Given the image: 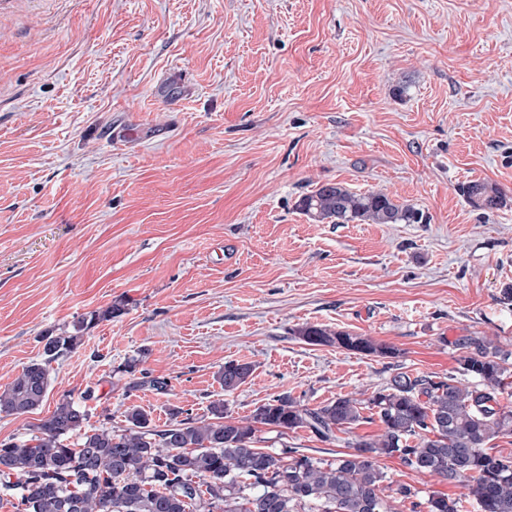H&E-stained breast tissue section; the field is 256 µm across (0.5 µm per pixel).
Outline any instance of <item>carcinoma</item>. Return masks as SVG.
<instances>
[{
  "label": "carcinoma",
  "mask_w": 512,
  "mask_h": 512,
  "mask_svg": "<svg viewBox=\"0 0 512 512\" xmlns=\"http://www.w3.org/2000/svg\"><path fill=\"white\" fill-rule=\"evenodd\" d=\"M460 192L489 215L508 205L507 195L482 180ZM315 223L424 224V214L381 191L356 193L340 183L322 184L298 202ZM116 299L79 321L68 336L47 332L42 359L26 365L0 390V413L23 415L39 408L50 386V364L80 342L89 322L123 314ZM294 335L314 345L336 346L367 356L396 351L347 331L306 324ZM457 373L412 376L399 372L388 386L366 400L341 396L309 408L289 395L258 406L246 420L229 418L224 400L208 414L188 413L167 428H153L139 406L125 411L121 429L87 430L86 408L60 399L35 426L34 444L0 443V490L13 499L14 512H398L397 499L416 496L401 485L386 493L379 459L398 457L419 475L436 476L464 490L450 499L433 494L413 508L423 512H512V457L496 455L488 444L512 435V352L491 339L463 336L457 343ZM247 362L228 361L217 377L231 393L252 374ZM149 385L159 392L168 381L134 378L127 391ZM378 417L381 434L358 441L354 451L324 463L308 456L284 459L255 447L256 425L284 434L307 429L323 441L334 431ZM79 435L71 448L65 440Z\"/></svg>",
  "instance_id": "carcinoma-1"
}]
</instances>
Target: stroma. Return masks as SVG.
I'll return each instance as SVG.
<instances>
[{"label": "stroma", "mask_w": 512, "mask_h": 512, "mask_svg": "<svg viewBox=\"0 0 512 512\" xmlns=\"http://www.w3.org/2000/svg\"><path fill=\"white\" fill-rule=\"evenodd\" d=\"M470 180L512 198V0H0V388L41 334L127 302L51 364L42 406L0 414V442L88 389L89 427L138 405L162 429L218 399L245 419L442 376L463 336L512 351V205L481 214ZM324 183L429 221L313 223L297 203ZM304 323L397 355L308 344ZM133 357L169 392L127 391ZM232 360L254 371L228 394ZM380 432L255 439L327 463ZM379 464L418 499L461 492Z\"/></svg>", "instance_id": "obj_1"}]
</instances>
